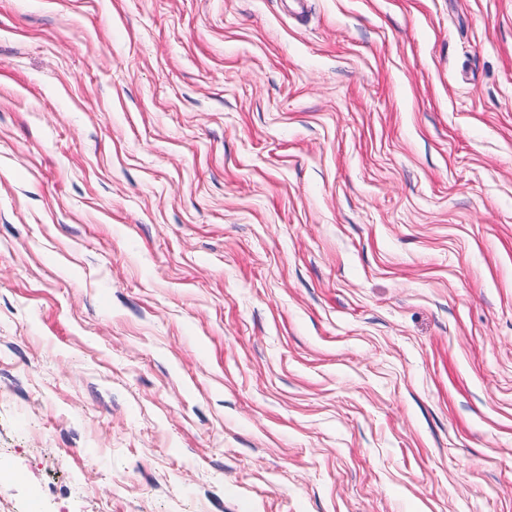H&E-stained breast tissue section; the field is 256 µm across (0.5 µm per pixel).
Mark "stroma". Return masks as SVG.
<instances>
[{
	"label": "stroma",
	"mask_w": 512,
	"mask_h": 512,
	"mask_svg": "<svg viewBox=\"0 0 512 512\" xmlns=\"http://www.w3.org/2000/svg\"><path fill=\"white\" fill-rule=\"evenodd\" d=\"M0 512H512V0H0Z\"/></svg>",
	"instance_id": "stroma-1"
}]
</instances>
